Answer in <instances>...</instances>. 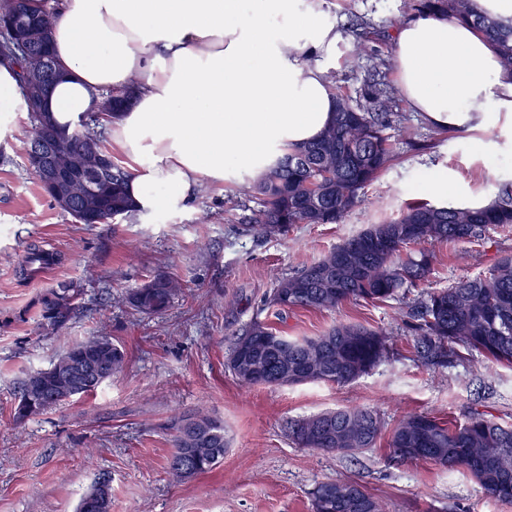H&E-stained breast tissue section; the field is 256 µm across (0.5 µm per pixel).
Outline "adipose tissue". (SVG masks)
Wrapping results in <instances>:
<instances>
[{
    "label": "adipose tissue",
    "instance_id": "1",
    "mask_svg": "<svg viewBox=\"0 0 512 512\" xmlns=\"http://www.w3.org/2000/svg\"><path fill=\"white\" fill-rule=\"evenodd\" d=\"M53 16L65 76L49 95L53 120L74 129L101 94L135 88L106 116L125 157L138 215L188 208L202 187L260 174L289 146L314 141L335 99L324 64L341 39L301 0H30ZM272 16L286 27L270 29ZM399 88L434 125L474 131L512 120V82L491 48L455 21L417 17L394 32ZM27 105L0 66V133Z\"/></svg>",
    "mask_w": 512,
    "mask_h": 512
}]
</instances>
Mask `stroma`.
I'll use <instances>...</instances> for the list:
<instances>
[{"instance_id":"35a3bbf8","label":"stroma","mask_w":512,"mask_h":512,"mask_svg":"<svg viewBox=\"0 0 512 512\" xmlns=\"http://www.w3.org/2000/svg\"><path fill=\"white\" fill-rule=\"evenodd\" d=\"M343 37L327 65L349 95L365 72L350 61L352 19L366 17L384 33L395 19H414L407 0H323ZM400 124L387 129L396 158L366 190L364 203L338 224H296L262 237L248 232L237 205L238 183L207 187L191 207L109 224H81L43 192L27 169L21 140L31 123L19 113L0 140V512H77L101 475L112 479V512H312L311 493L326 481L360 485L382 512H512L465 471L431 461L398 462L388 455L393 428L412 414L462 422L486 414L512 424V366L481 356L445 369L413 361L405 322L415 294L383 304L347 301L329 310L276 314L264 300L277 280L311 263L366 225L397 216L413 200L438 201L431 186L448 181L454 204H473L512 182V121L491 119L470 133L430 125L402 94ZM54 255L53 268L22 277L29 245ZM438 259L425 288L450 287L487 275L512 255V227L482 239L429 243ZM179 291L172 306L147 317L123 298L155 273ZM83 282L85 307L61 333L39 335V297L63 281ZM262 320L281 334L312 337L339 323L389 332V358L348 384L246 386L225 362L240 330ZM111 337L128 353L122 371L93 394L16 422L15 382L47 368L69 345ZM366 408L382 424L375 448L329 453L299 447L290 421L325 411ZM200 409L224 421L227 451L213 471L178 482L167 472L168 424Z\"/></svg>"}]
</instances>
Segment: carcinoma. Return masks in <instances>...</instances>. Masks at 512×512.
<instances>
[{
  "mask_svg": "<svg viewBox=\"0 0 512 512\" xmlns=\"http://www.w3.org/2000/svg\"><path fill=\"white\" fill-rule=\"evenodd\" d=\"M410 9L422 16L453 19L470 26L483 37L498 57L501 75L512 82V17L484 11L478 0H410ZM20 13L50 26L53 16L37 15L28 0H0V15ZM355 61L370 62L359 96L334 87L332 123L313 142L293 145L260 177L242 185L240 194L257 208L249 218L251 231L263 236L282 234L295 224H339L363 201L364 190L389 167L393 151L385 136L392 122V90L384 82L386 60L371 48L379 34L363 21L351 30ZM98 117L86 115L72 132L69 147L76 153L102 148ZM127 172L115 164L100 181L106 190L101 202L100 223L112 217L136 216L133 201L123 185ZM512 225V183L504 185L487 204L448 205L413 202L397 217L370 224L344 240L323 257L280 279L272 288L269 303L280 311L295 308L325 310L347 300L379 304L417 288L434 270V253L411 247L426 242L461 244L481 238L491 226ZM51 260L49 252L31 246L23 259L22 275L41 269ZM176 284L157 273L125 297L134 311L156 315L171 307ZM85 291L77 283H62L38 302L35 323L47 334L67 327L82 308ZM408 325L417 361L428 367L446 368L468 354L512 365V257L500 259L487 275L458 282L427 293ZM96 344L112 355L116 370L126 363V353L109 336H94L73 343L57 359L77 357ZM383 331L357 323H340L320 336L293 340L258 320L236 336L227 364L238 381L247 386L274 387L268 378L240 373L236 361L256 358L268 372L277 370L282 358L295 369L291 384L329 382L344 384L368 373L388 353ZM51 371L33 379L27 373L15 386L14 418L18 422L42 415L71 397L88 395L98 386L47 397L58 390ZM199 428L197 439L186 438L185 425ZM173 448L168 472L183 481L205 474L224 460L227 441L224 421L202 411L185 412L170 421ZM378 417L366 409L326 412L290 424L289 434L303 448L331 453H354L372 448L381 433ZM391 457L401 461L429 460L465 470L490 496L512 502V426H504L482 413L462 423L446 424L428 415H411L393 429L388 442ZM194 460L190 470L177 471L173 463ZM77 512H112L111 477L103 474L81 497ZM312 512H380L378 503L352 482H324L312 492Z\"/></svg>",
  "mask_w": 512,
  "mask_h": 512,
  "instance_id": "1",
  "label": "carcinoma"
}]
</instances>
